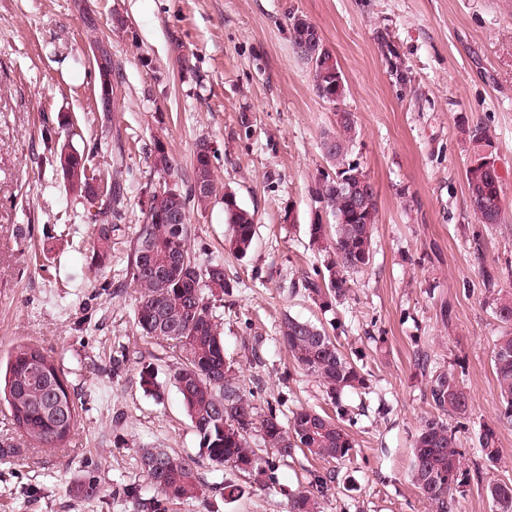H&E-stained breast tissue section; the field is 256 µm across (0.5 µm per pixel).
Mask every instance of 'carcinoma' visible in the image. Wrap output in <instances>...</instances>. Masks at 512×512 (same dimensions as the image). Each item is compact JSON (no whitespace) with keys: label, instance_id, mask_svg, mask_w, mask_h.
<instances>
[{"label":"carcinoma","instance_id":"obj_1","mask_svg":"<svg viewBox=\"0 0 512 512\" xmlns=\"http://www.w3.org/2000/svg\"><path fill=\"white\" fill-rule=\"evenodd\" d=\"M305 18H290V40L294 49L302 45ZM338 61L333 52L310 67L316 95L335 105L346 93L345 77H336ZM358 132L345 124L335 126L323 136L321 149L333 164V172L322 173L315 182L317 202L329 209L334 218L333 259L302 274L301 284L308 296L322 306L338 303L350 292L349 276L370 265L373 225L376 221L377 194H372L369 224L354 220L355 200L336 189V178L367 182L361 166L348 159ZM64 147L54 152L69 191L95 204L101 191L97 177L88 173L86 159L72 150L68 168L61 158ZM217 155L193 153V184L180 192L182 223L168 224L169 201L154 202L144 212L133 246L129 266L130 284L139 297L135 321L142 335L169 345L176 361L173 378L186 413L200 436V446L210 461L228 466L248 477L251 483L264 485L275 480L277 461L299 449L311 456L338 464L351 460L355 440L346 425L347 412L339 407V398L350 390L364 389L367 373L346 355L326 329L311 321L290 315L279 325V334L288 354L303 370L318 379L329 399L336 404L331 416L312 407H302L282 421L277 410L268 407L260 414L253 394L240 382L234 365L224 356V341L214 320L213 308L231 287L224 266L203 264L188 243L191 206L207 208L218 191L214 161ZM153 169L158 178L173 177L176 164L170 152L153 154ZM109 183V203L87 213L93 225V259L101 269L112 262V235L119 230L123 199L122 170L114 167ZM470 207L486 227L500 223L502 180L490 171L465 175ZM206 182L212 193L198 194L195 183ZM231 231L226 246L244 256L253 236L255 214L238 205L224 207ZM494 314L503 325L494 342L493 364L501 404L500 420L512 424V288H500L493 297ZM431 400L441 416L428 418L413 441L411 479L422 498L435 512H455L457 494L470 471L465 468L458 427L447 418L464 419L470 410V398L451 369L435 371L430 378ZM5 401L11 421L22 435L47 448H62L70 441L77 424L74 392L62 366L36 343H22L8 356L5 371L0 372V401ZM257 432L263 445L275 456H262L250 443ZM482 458L494 466L500 459L496 429L487 426L479 435ZM139 464L154 490L165 498H196L200 482L195 461L174 455L166 448L139 449ZM339 473L329 470L314 476L309 489L291 502L290 512H320L319 498L338 481ZM486 493L495 512H512V482L489 480Z\"/></svg>","mask_w":512,"mask_h":512}]
</instances>
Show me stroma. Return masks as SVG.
I'll list each match as a JSON object with an SVG mask.
<instances>
[{
    "label": "stroma",
    "instance_id": "1",
    "mask_svg": "<svg viewBox=\"0 0 512 512\" xmlns=\"http://www.w3.org/2000/svg\"><path fill=\"white\" fill-rule=\"evenodd\" d=\"M116 15L126 30L114 28ZM295 15L320 29L346 77L342 106L359 129L350 159L378 200L372 261L327 312L296 286L327 258L309 226L332 221L312 189L331 169L321 140L334 122L292 47ZM89 16L120 73L109 113L99 106ZM175 40L191 70L173 65ZM242 112L256 118L248 139L239 133ZM47 125L89 169L122 166L124 220L103 270L90 265L87 201L47 161ZM478 128L502 172V220L490 228L466 191ZM158 138L182 185L192 178L197 140L213 141L218 184L255 213L245 257L224 247L220 196L191 210L188 240L202 263L223 264L232 283L213 315L259 412L328 405L317 379L288 358L278 333L284 316L334 324L338 346L368 374L366 393L342 399L357 446L336 467L346 486L332 485L321 512H432L410 476L413 437L435 412L416 365L421 354L454 370L471 397L460 432L467 463L480 459L481 427H495L501 459L487 475L512 481V426L499 422L491 361L502 329L493 289L512 284L504 274L512 267V0H0V358L19 342L41 344L65 370L79 413L70 447L36 448L0 406V512H146L124 489L152 497L137 465L138 450L151 446L193 458L203 489L163 501L164 512H289L312 474L333 468L298 451L264 488L215 470L173 382L167 343L140 333L127 268L156 181ZM487 269L499 271L496 286ZM121 348L128 357L116 370ZM90 478L98 485L91 497L81 490ZM227 481L243 496L225 499Z\"/></svg>",
    "mask_w": 512,
    "mask_h": 512
}]
</instances>
